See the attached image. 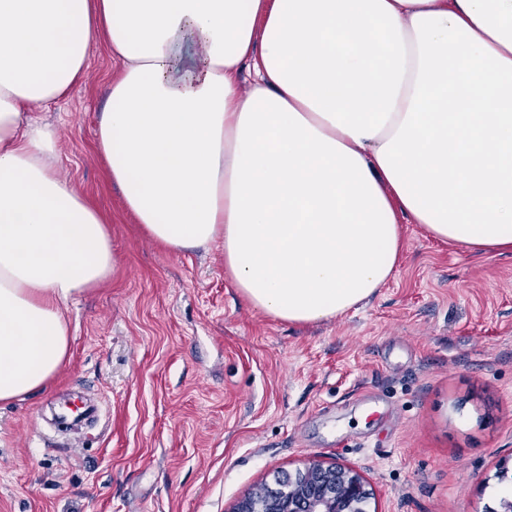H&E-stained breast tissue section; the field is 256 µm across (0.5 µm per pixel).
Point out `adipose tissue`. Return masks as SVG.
<instances>
[{
	"mask_svg": "<svg viewBox=\"0 0 512 512\" xmlns=\"http://www.w3.org/2000/svg\"><path fill=\"white\" fill-rule=\"evenodd\" d=\"M96 41L118 68L95 143L126 212L171 250L219 245L255 309L357 308L405 220L512 254V0H0V404L54 377L65 306L112 273L30 117Z\"/></svg>",
	"mask_w": 512,
	"mask_h": 512,
	"instance_id": "ef3b65f1",
	"label": "adipose tissue"
}]
</instances>
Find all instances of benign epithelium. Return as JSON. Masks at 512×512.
I'll list each match as a JSON object with an SVG mask.
<instances>
[{
    "mask_svg": "<svg viewBox=\"0 0 512 512\" xmlns=\"http://www.w3.org/2000/svg\"><path fill=\"white\" fill-rule=\"evenodd\" d=\"M371 495L357 468L313 461L296 475L277 479L274 488L248 493L231 512H362Z\"/></svg>",
    "mask_w": 512,
    "mask_h": 512,
    "instance_id": "7a95c632",
    "label": "benign epithelium"
}]
</instances>
